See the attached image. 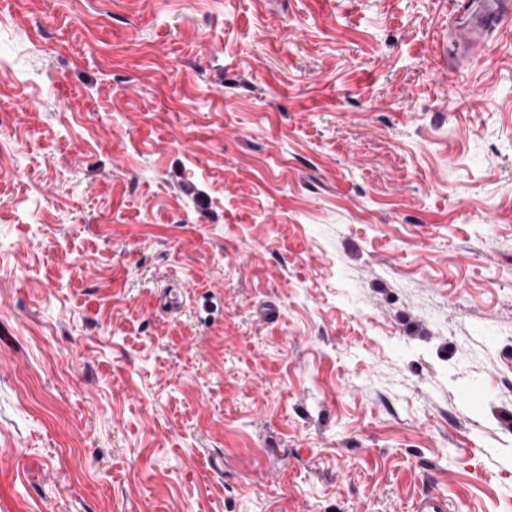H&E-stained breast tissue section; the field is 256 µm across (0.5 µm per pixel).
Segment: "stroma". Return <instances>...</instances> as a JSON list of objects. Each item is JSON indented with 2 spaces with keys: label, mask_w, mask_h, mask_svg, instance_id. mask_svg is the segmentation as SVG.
Segmentation results:
<instances>
[{
  "label": "stroma",
  "mask_w": 512,
  "mask_h": 512,
  "mask_svg": "<svg viewBox=\"0 0 512 512\" xmlns=\"http://www.w3.org/2000/svg\"><path fill=\"white\" fill-rule=\"evenodd\" d=\"M456 15L0 0V512H512V19ZM468 17L451 31L453 41L465 54L483 45L488 36L500 29L503 19L511 15V4L503 0H471Z\"/></svg>",
  "instance_id": "stroma-1"
}]
</instances>
